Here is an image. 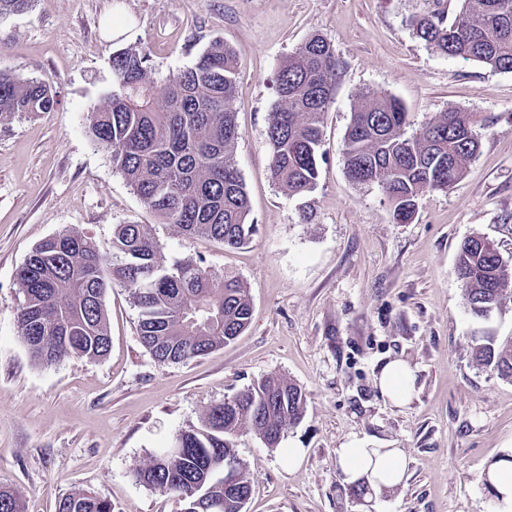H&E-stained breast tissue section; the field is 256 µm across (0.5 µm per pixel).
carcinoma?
Wrapping results in <instances>:
<instances>
[{
	"label": "carcinoma",
	"mask_w": 512,
	"mask_h": 512,
	"mask_svg": "<svg viewBox=\"0 0 512 512\" xmlns=\"http://www.w3.org/2000/svg\"><path fill=\"white\" fill-rule=\"evenodd\" d=\"M416 37L450 57L512 72V0H465L454 21L444 7L410 19ZM113 88L88 113L93 143L112 168L165 224L238 248L248 243L245 186L233 162L240 138L232 109L239 76L235 51L213 39L194 63L156 84L149 53L112 54ZM339 63L331 43L309 36L282 64L278 103L268 117L270 176L291 196L304 197L318 177L323 116L332 103ZM345 136V167L357 184H377L399 215L424 191L446 190L464 175L480 145L470 116L448 112L417 137L403 136L408 112L397 98L361 95ZM49 82L0 71V123L16 115L50 112ZM115 260L91 238L64 229L38 243L17 270L25 295L19 333L33 360L52 365L69 357L101 358L110 348L104 295L113 282L139 310V337L161 364L206 355L240 336L252 318L248 289L236 278H214L203 259L166 265L145 224L116 226ZM471 315L485 320L502 310L512 267L494 241L471 236L460 245L455 267ZM470 356L484 370L512 381V337L470 338ZM307 410L302 389L265 377L211 406L198 426L180 431L173 449L134 470L137 481L173 494L188 512H245L224 489V468L237 465L238 487L251 496L252 480L236 453L238 436H280ZM0 512H25L22 495L0 485ZM58 512H112V504L78 489Z\"/></svg>",
	"instance_id": "obj_1"
}]
</instances>
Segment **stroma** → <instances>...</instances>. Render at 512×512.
<instances>
[{
  "instance_id": "35a3bbf8",
  "label": "stroma",
  "mask_w": 512,
  "mask_h": 512,
  "mask_svg": "<svg viewBox=\"0 0 512 512\" xmlns=\"http://www.w3.org/2000/svg\"><path fill=\"white\" fill-rule=\"evenodd\" d=\"M432 0H33L0 18V71L50 82L53 111L0 124V485L25 512H58L87 489L112 512H180L134 468L170 448L207 408L263 377L300 386L306 415L278 447L237 440L252 477L247 512H364L337 450L359 441L401 449L406 469L372 499L374 512H492L480 476L512 447V382L477 367L469 341L512 336V299L474 320L455 274L472 235L512 260V72L448 57L415 37ZM321 33L340 62L323 120L312 192L289 196L269 176L268 115L282 63ZM240 60L233 102L235 165L256 231L239 249L183 235L148 210L87 134V114L112 86L110 57L144 49L157 82L191 66L215 38ZM399 99L417 136L449 111L470 114L481 144L462 179L427 191L398 223L380 187L352 183L345 133L361 93ZM119 224H146L166 263L203 258L238 278L253 314L244 333L207 356L161 364L141 345L138 310L120 285L105 295L111 344L101 359L34 364L19 335L16 271L66 227L111 253ZM403 359L416 375L409 404L376 378ZM301 449L297 463L288 451Z\"/></svg>"
}]
</instances>
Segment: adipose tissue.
Listing matches in <instances>:
<instances>
[{
  "instance_id": "ef3b65f1",
  "label": "adipose tissue",
  "mask_w": 512,
  "mask_h": 512,
  "mask_svg": "<svg viewBox=\"0 0 512 512\" xmlns=\"http://www.w3.org/2000/svg\"><path fill=\"white\" fill-rule=\"evenodd\" d=\"M377 385L394 403L406 404L415 391L414 372L404 360L389 361L381 368ZM338 455L352 482L364 477L373 487H391L399 483L404 473V459L396 448H366L351 444L340 448Z\"/></svg>"
}]
</instances>
